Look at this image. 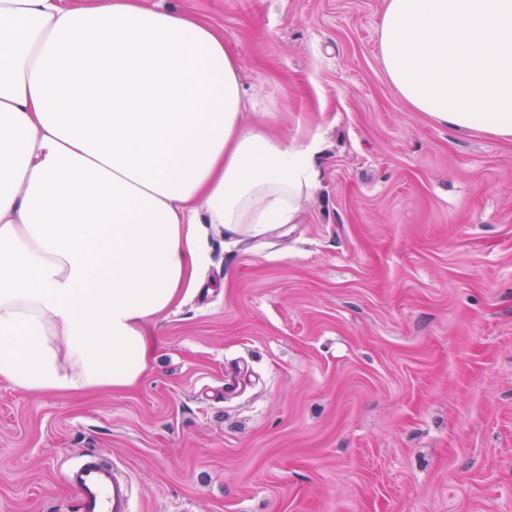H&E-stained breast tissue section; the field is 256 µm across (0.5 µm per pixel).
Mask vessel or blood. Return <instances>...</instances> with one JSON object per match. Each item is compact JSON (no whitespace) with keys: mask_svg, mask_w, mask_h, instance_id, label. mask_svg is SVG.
Returning <instances> with one entry per match:
<instances>
[{"mask_svg":"<svg viewBox=\"0 0 512 512\" xmlns=\"http://www.w3.org/2000/svg\"><path fill=\"white\" fill-rule=\"evenodd\" d=\"M78 493V512H134L131 478L118 467L89 454L68 472Z\"/></svg>","mask_w":512,"mask_h":512,"instance_id":"1","label":"vessel or blood"}]
</instances>
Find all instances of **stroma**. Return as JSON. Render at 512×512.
I'll use <instances>...</instances> for the list:
<instances>
[{"label": "stroma", "mask_w": 512, "mask_h": 512, "mask_svg": "<svg viewBox=\"0 0 512 512\" xmlns=\"http://www.w3.org/2000/svg\"><path fill=\"white\" fill-rule=\"evenodd\" d=\"M223 33L242 121L318 144L295 223L210 232L125 389L0 380V512H74L83 455L135 512H512V142L414 111L384 0H148Z\"/></svg>", "instance_id": "stroma-1"}]
</instances>
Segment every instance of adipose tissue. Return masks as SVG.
I'll return each mask as SVG.
<instances>
[{"label":"adipose tissue","mask_w":512,"mask_h":512,"mask_svg":"<svg viewBox=\"0 0 512 512\" xmlns=\"http://www.w3.org/2000/svg\"><path fill=\"white\" fill-rule=\"evenodd\" d=\"M386 75L435 124L512 141V0H385ZM235 50L144 0H0V380L136 385L207 226L263 234L314 152L242 124Z\"/></svg>","instance_id":"1"}]
</instances>
